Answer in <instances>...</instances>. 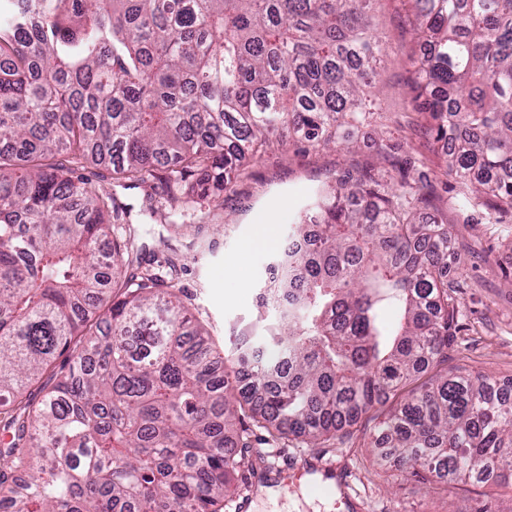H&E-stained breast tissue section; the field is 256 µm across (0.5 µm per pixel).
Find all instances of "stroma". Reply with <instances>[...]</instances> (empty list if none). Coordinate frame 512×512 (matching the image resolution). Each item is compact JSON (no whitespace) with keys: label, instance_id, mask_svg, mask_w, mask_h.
Instances as JSON below:
<instances>
[{"label":"stroma","instance_id":"1","mask_svg":"<svg viewBox=\"0 0 512 512\" xmlns=\"http://www.w3.org/2000/svg\"><path fill=\"white\" fill-rule=\"evenodd\" d=\"M377 15L389 56L379 74L380 112L373 125L353 132L357 152L294 145L266 153L251 164L247 178L225 191L223 205L205 201L196 210L168 201L161 191L151 196L145 188H117L108 179L102 185L114 189L129 211L151 258L176 263L191 313L213 332L221 347L232 349L244 331L262 347L278 318L277 310L262 304L264 289L288 246L293 220L313 189L358 167L384 175L389 166L375 159V141L383 136L400 143L398 160L411 162L414 172L426 175L431 203L447 213L460 255L455 266V276L463 284L458 329L447 361L435 371L512 378V216L489 224L484 206L460 208L463 188L445 176L442 146L425 133L430 118L409 106L419 59L411 4L380 0ZM264 214L270 218V246L244 250V242L257 229L258 216ZM195 238L209 241V250L202 254L191 250L188 243ZM407 393L403 387L391 394L387 403L363 415L331 447L310 448L292 436L268 444L272 464L282 467L307 458L319 463L321 475L329 480L335 479L337 468H346L345 490L363 512H471L483 498V486L415 481L409 470L381 461L376 449L368 447L378 422ZM241 496L250 502L248 512H337L334 497L305 482L285 495H255L246 488Z\"/></svg>","mask_w":512,"mask_h":512}]
</instances>
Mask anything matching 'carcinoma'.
<instances>
[{
    "label": "carcinoma",
    "mask_w": 512,
    "mask_h": 512,
    "mask_svg": "<svg viewBox=\"0 0 512 512\" xmlns=\"http://www.w3.org/2000/svg\"><path fill=\"white\" fill-rule=\"evenodd\" d=\"M377 0H4L0 5V499L17 512H222L266 441L322 448L448 358L456 240L382 140L388 178L314 190L266 302L286 360L243 341L216 377L175 279L111 236L117 197L193 178L221 202L266 146L350 149L387 57ZM415 109L446 175L512 212V0H410ZM391 306L396 319L385 323ZM106 308L105 326L96 322ZM61 365H56L58 359ZM51 385L28 388L45 372ZM415 471L512 488V400L481 374L409 393L370 437Z\"/></svg>",
    "instance_id": "obj_1"
}]
</instances>
